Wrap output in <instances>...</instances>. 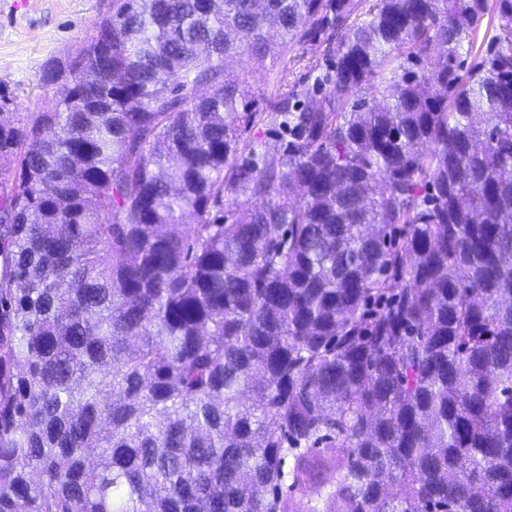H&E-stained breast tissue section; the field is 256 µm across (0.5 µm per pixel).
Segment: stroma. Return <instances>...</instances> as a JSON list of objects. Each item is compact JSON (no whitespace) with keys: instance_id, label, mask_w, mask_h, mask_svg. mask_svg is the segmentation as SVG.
Masks as SVG:
<instances>
[{"instance_id":"35a3bbf8","label":"stroma","mask_w":512,"mask_h":512,"mask_svg":"<svg viewBox=\"0 0 512 512\" xmlns=\"http://www.w3.org/2000/svg\"><path fill=\"white\" fill-rule=\"evenodd\" d=\"M112 13V0H0V82L14 100L1 117L15 123L53 107L57 89L47 72L76 56L96 34L101 18ZM341 40L317 39L293 46L287 70L270 63L249 68V80L269 99L298 85L314 83L334 58Z\"/></svg>"}]
</instances>
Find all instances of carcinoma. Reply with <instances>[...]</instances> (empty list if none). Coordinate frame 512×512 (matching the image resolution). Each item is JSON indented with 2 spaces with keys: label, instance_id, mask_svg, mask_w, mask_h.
I'll list each match as a JSON object with an SVG mask.
<instances>
[{
  "label": "carcinoma",
  "instance_id": "cac0c4a2",
  "mask_svg": "<svg viewBox=\"0 0 512 512\" xmlns=\"http://www.w3.org/2000/svg\"><path fill=\"white\" fill-rule=\"evenodd\" d=\"M360 4L113 0L0 122V512H512V0ZM334 30L330 43L324 41L325 36L314 41H306L293 46L288 53V69L282 77L280 66L271 67L266 61L263 64H252L249 67V80L257 88L262 98L268 100L278 93L284 92L299 84H313L334 59V50L342 35Z\"/></svg>",
  "mask_w": 512,
  "mask_h": 512
}]
</instances>
